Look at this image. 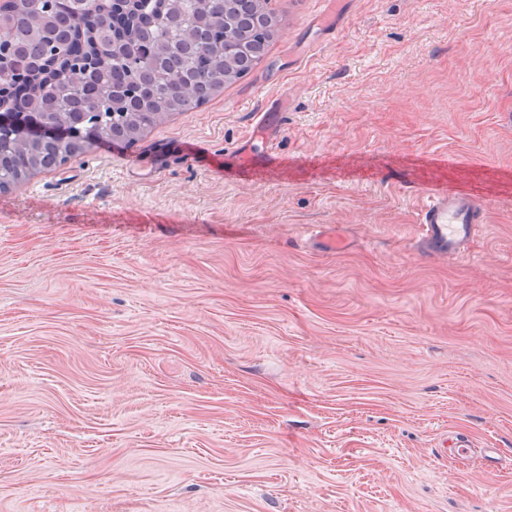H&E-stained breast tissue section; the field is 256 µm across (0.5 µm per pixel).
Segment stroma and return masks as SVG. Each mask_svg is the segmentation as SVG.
<instances>
[{"label":"stroma","instance_id":"obj_1","mask_svg":"<svg viewBox=\"0 0 512 512\" xmlns=\"http://www.w3.org/2000/svg\"><path fill=\"white\" fill-rule=\"evenodd\" d=\"M268 7L222 95L0 192V512H512V0ZM416 243L424 254L453 259L463 256L482 230L487 206L470 195L445 186L424 192Z\"/></svg>","mask_w":512,"mask_h":512}]
</instances>
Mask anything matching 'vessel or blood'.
Here are the masks:
<instances>
[{
    "label": "vessel or blood",
    "mask_w": 512,
    "mask_h": 512,
    "mask_svg": "<svg viewBox=\"0 0 512 512\" xmlns=\"http://www.w3.org/2000/svg\"><path fill=\"white\" fill-rule=\"evenodd\" d=\"M486 214V205L466 193L445 186L428 188L416 235L419 249L444 259L463 256L482 230Z\"/></svg>",
    "instance_id": "b4317fda"
}]
</instances>
